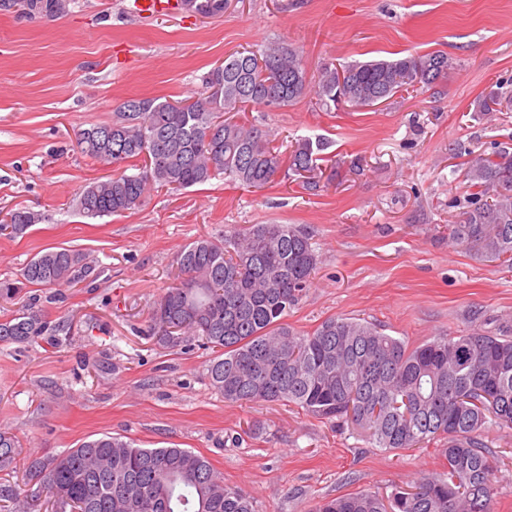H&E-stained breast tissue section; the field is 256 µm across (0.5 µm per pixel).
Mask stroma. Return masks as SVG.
Masks as SVG:
<instances>
[{
  "mask_svg": "<svg viewBox=\"0 0 512 512\" xmlns=\"http://www.w3.org/2000/svg\"><path fill=\"white\" fill-rule=\"evenodd\" d=\"M123 5L71 0L42 19L0 11V211L41 216L23 236H0V280H19L51 247L87 253L97 272L0 301L1 319L37 298L60 327L51 342L0 343V430L26 455L101 434L187 448L257 512H312L325 497L386 495L442 471L433 443L390 453L292 405L225 402L209 385L212 350H168L147 330L182 247L255 224L314 233L319 268L287 317L299 333L357 318L415 345L469 331L476 311L486 331L512 317V269L448 240L470 152L512 149V112L476 110L491 85L512 79V0H231L219 18L177 10L150 20ZM272 40L302 50L312 72L432 51L454 68L436 91L371 107L325 111L311 94L279 111L251 107L249 120L277 141L326 142L317 190L281 175L261 189L220 175L177 193L152 189L120 215L78 210L84 186L113 172L80 154V130L133 97L196 99L201 75L225 55ZM483 440L496 468L491 512H512V427L489 426Z\"/></svg>",
  "mask_w": 512,
  "mask_h": 512,
  "instance_id": "35a3bbf8",
  "label": "stroma"
}]
</instances>
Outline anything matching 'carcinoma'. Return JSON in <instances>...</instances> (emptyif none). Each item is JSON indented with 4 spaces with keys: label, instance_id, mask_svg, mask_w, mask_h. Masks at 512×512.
<instances>
[{
    "label": "carcinoma",
    "instance_id": "obj_1",
    "mask_svg": "<svg viewBox=\"0 0 512 512\" xmlns=\"http://www.w3.org/2000/svg\"><path fill=\"white\" fill-rule=\"evenodd\" d=\"M25 2L31 18L55 17L68 6V0ZM190 3L192 12L214 18L228 0ZM452 69L448 54L435 51L326 64L311 74L302 55L280 43L236 50L201 77L197 99L132 98L111 122L81 130L80 152L115 166V173L87 185L78 208L90 218L121 215L140 207L155 185L176 193L220 173L260 189L285 162L314 190L326 143L300 139L285 157L268 131L245 116L249 107L279 110L308 93L327 108L369 107L399 92L430 89ZM477 111H512V95L492 88ZM463 176L472 192L449 240L479 259L512 266V152H480ZM38 221L31 212L8 210L0 235H23ZM175 263L183 279L154 301L151 335L165 348L199 342L214 350L209 380L225 402H286L320 419L349 422L386 451L443 441L444 471L422 475L412 490L326 498L314 512H490L494 468L482 436L490 421L512 426V322L416 346L342 317L302 335L285 318L318 270L313 235L303 225L255 224L222 240L201 237ZM92 271L77 250L47 249L27 262L21 280L0 281V299ZM56 332L31 302L0 320L1 343H33ZM18 448L14 435L0 431V472L23 462L53 512H256L248 493L224 483L205 456L186 448H139L110 435L46 458L21 460Z\"/></svg>",
    "mask_w": 512,
    "mask_h": 512
}]
</instances>
